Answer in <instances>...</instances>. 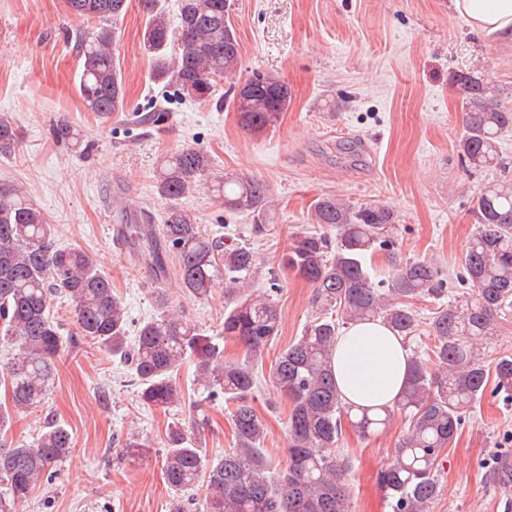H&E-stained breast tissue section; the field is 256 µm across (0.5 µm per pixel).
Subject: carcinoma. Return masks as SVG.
I'll return each instance as SVG.
<instances>
[{
  "label": "carcinoma",
  "instance_id": "1",
  "mask_svg": "<svg viewBox=\"0 0 512 512\" xmlns=\"http://www.w3.org/2000/svg\"><path fill=\"white\" fill-rule=\"evenodd\" d=\"M68 11L92 31L75 35L81 60L79 93L85 107L102 118L124 110V86L112 53L108 23L128 10V0H65ZM143 48L154 74L190 101L214 98L217 81L236 73L239 43L226 10V0H178L176 23L155 0L147 8ZM453 83L461 96L463 132L457 151L474 169L504 165L502 135L512 130V108L486 75L458 71ZM234 99L238 124L261 133L279 122L291 100L288 84L255 74L241 83ZM54 136L80 146L74 127L60 123ZM18 133L0 118V153L14 148ZM211 159L199 147L166 155L160 166L158 192L170 201L158 228L164 247L151 260L169 274L166 251L177 259L175 276L183 292L197 299L224 285L228 307L221 338L243 348L240 357L224 356V344L204 336L183 320L169 295L159 289L158 314L129 335L125 306L112 283L89 253L60 247L54 225L28 193L0 183V322L1 340L14 346L8 365L11 405H0V433L8 431L22 410L39 406L55 377V361L67 348L88 342L127 364L140 386L144 404L166 408L181 400L173 380L183 362L195 360L199 381L231 404L233 448L208 461L182 425L168 428L164 479L174 495L169 512H189L182 492L206 483L204 512H350L346 467L336 458V445L347 420L363 437L384 430L399 412L409 421L394 460L377 474V486L391 512H430L441 492L439 466L458 434L467 411L494 378L496 391L512 399V355L486 369L474 340L492 336L498 321L512 310V180L488 183L475 193V228L466 246L461 282L466 291L433 312L428 336L431 352L410 356L407 381L391 408L372 415L357 413L341 399L332 362L341 330L355 323L381 321L410 343L418 323L412 301L447 295V282L424 259H408L389 269L373 259L394 243V212L380 202L352 207L335 196L314 202L311 223L323 231L300 228L282 255L283 268L313 288V314L301 336L280 352L269 378L290 401L288 459L272 465L262 445L267 423L254 407L255 363L267 342L278 335L281 313L273 292L253 290L259 261L245 245L227 246L202 233L176 200L196 190L209 174ZM211 192L224 210L244 213L256 226L268 223L270 193L260 179L224 176ZM64 298L74 307L77 332L64 336L51 314L53 301ZM72 451L69 431L50 424L35 441L0 448V512H18L43 478Z\"/></svg>",
  "mask_w": 512,
  "mask_h": 512
}]
</instances>
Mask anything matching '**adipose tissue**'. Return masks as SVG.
<instances>
[{"instance_id":"adipose-tissue-1","label":"adipose tissue","mask_w":512,"mask_h":512,"mask_svg":"<svg viewBox=\"0 0 512 512\" xmlns=\"http://www.w3.org/2000/svg\"><path fill=\"white\" fill-rule=\"evenodd\" d=\"M454 10L475 28L512 41V0H452ZM409 353L385 325L362 323L344 329L333 366L345 402L374 409L394 402L408 373Z\"/></svg>"}]
</instances>
